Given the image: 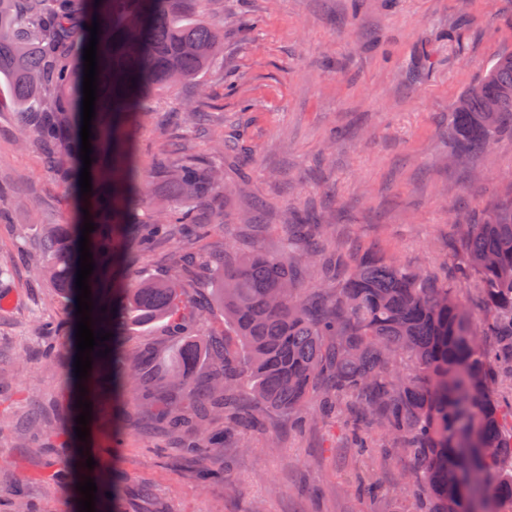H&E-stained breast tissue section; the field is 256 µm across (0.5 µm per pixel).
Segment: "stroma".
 <instances>
[{
  "label": "stroma",
  "instance_id": "stroma-1",
  "mask_svg": "<svg viewBox=\"0 0 512 512\" xmlns=\"http://www.w3.org/2000/svg\"><path fill=\"white\" fill-rule=\"evenodd\" d=\"M224 26V54L198 80L149 95L132 129L139 171L137 217L174 198L158 161L170 143L224 170L219 196L194 202L224 226L201 252H276L286 227L314 215L323 251L303 269L304 292L324 281L327 259L353 266L366 252L421 270L464 303L477 302L454 204L492 209L512 198V138L453 160V104L493 56L512 47V0H210ZM190 112L206 131L185 137ZM24 119L0 105V512H79L78 482L93 479L99 512H411L401 489L409 468L394 446L363 451L349 438L357 407L311 408L304 432L267 412L261 431L233 439L207 466L169 448L164 422L139 393L104 392L92 407L98 438L121 440L108 456L75 434V337L44 352L46 319L74 326L76 308L32 277L26 251L48 225L77 221L80 190L48 171L36 140L18 147ZM258 228H251V221ZM187 244L173 239L140 257L134 274L175 271ZM153 346L161 365L179 341L160 326L124 337L129 352ZM94 467H86V457ZM382 493L360 498L361 479Z\"/></svg>",
  "mask_w": 512,
  "mask_h": 512
}]
</instances>
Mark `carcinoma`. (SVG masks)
<instances>
[{"label": "carcinoma", "instance_id": "carcinoma-1", "mask_svg": "<svg viewBox=\"0 0 512 512\" xmlns=\"http://www.w3.org/2000/svg\"><path fill=\"white\" fill-rule=\"evenodd\" d=\"M208 0H0V81L21 113L38 114L20 139L32 135L51 145L49 167L66 177L83 168L80 157L84 48L87 26L100 23L97 97L112 90V121L97 123L90 139L92 175L112 181L108 207L88 219L93 263L120 267L110 291L112 311L91 313L92 329L112 337V391L139 389L143 399L165 385L188 390L191 405L172 400L158 409L172 445L188 458L219 453L227 438L257 428L256 414L274 410L300 426L313 399L323 410L354 397L361 413L409 458L404 480L429 501L426 512H471L463 489L483 512H512V402L504 410L499 383L512 390V200L467 222L466 246L478 271L476 289L493 317L474 327L466 305L452 292L397 262L372 256L344 273L325 265V287L306 295L298 288L303 264L286 254L252 252L230 265L220 253L189 252L173 275L129 278L128 270L155 240L186 233L210 237L224 220L203 223L192 209L170 212L157 205L153 219L131 220L136 166L128 151L129 126L143 98L158 89L204 75L224 46V31L209 23L200 5ZM496 112H486L488 103ZM457 153L483 152L512 135V51L499 53L453 105ZM162 163L174 191L203 198L222 187L219 170L200 167L184 146L171 145ZM82 225L59 224L27 258L37 276L56 284L59 297L76 299ZM288 239L303 243L312 258L321 252L305 222L288 225ZM213 285L231 333L210 332L182 347L171 368L155 372L147 355L121 351L128 326L163 323L170 336H190L206 318L208 301L188 306L187 291ZM499 340L496 375L488 371L476 336ZM205 358L209 374L195 368ZM407 357L415 373L406 375ZM248 387L255 413L243 416L238 396ZM224 421V428L214 426Z\"/></svg>", "mask_w": 512, "mask_h": 512}]
</instances>
